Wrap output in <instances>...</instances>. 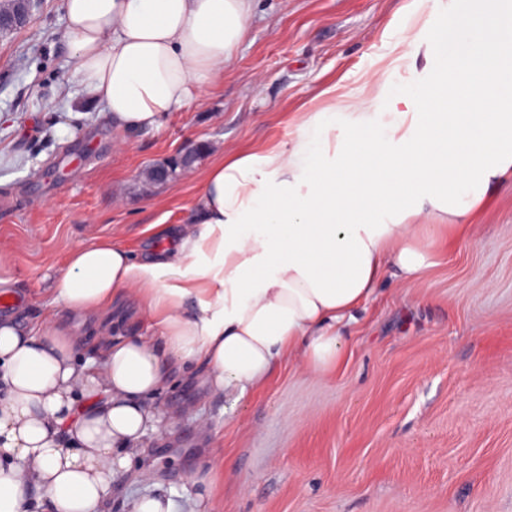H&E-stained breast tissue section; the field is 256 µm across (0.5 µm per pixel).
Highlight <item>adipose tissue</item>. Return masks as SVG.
Here are the masks:
<instances>
[{
	"label": "adipose tissue",
	"instance_id": "ef3b65f1",
	"mask_svg": "<svg viewBox=\"0 0 512 512\" xmlns=\"http://www.w3.org/2000/svg\"><path fill=\"white\" fill-rule=\"evenodd\" d=\"M69 67L127 131L154 128L215 86L252 0H63ZM406 41L426 82H386L302 122L290 143L220 158L182 224L154 225L137 258L111 239L76 246L52 277L58 309L96 312L134 295L155 336L97 361L56 311L0 318V512H107L114 485L162 431L154 398L177 363L241 399L284 361L337 368L344 325L389 272L427 269L503 183H512V0H452L445 32Z\"/></svg>",
	"mask_w": 512,
	"mask_h": 512
}]
</instances>
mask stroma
<instances>
[{"instance_id": "1", "label": "stroma", "mask_w": 512, "mask_h": 512, "mask_svg": "<svg viewBox=\"0 0 512 512\" xmlns=\"http://www.w3.org/2000/svg\"><path fill=\"white\" fill-rule=\"evenodd\" d=\"M449 3L254 0L202 103L127 133L70 73L63 0H37L24 26L0 35V290L19 297L15 314L48 311L49 277L77 244L113 238L147 253V226L184 221L211 163L287 143L308 113L330 106L326 88L357 97L366 75L387 70L426 80L401 31L433 39ZM191 143L206 147L192 166L144 180ZM478 222L423 287L380 283L347 327L338 369L285 363L238 401L211 395L198 372H175L156 404L176 420L146 435L111 512L152 492L179 505L208 492L220 512H512L511 184ZM64 322L87 358L153 333L132 297ZM211 471L207 488L200 478Z\"/></svg>"}]
</instances>
